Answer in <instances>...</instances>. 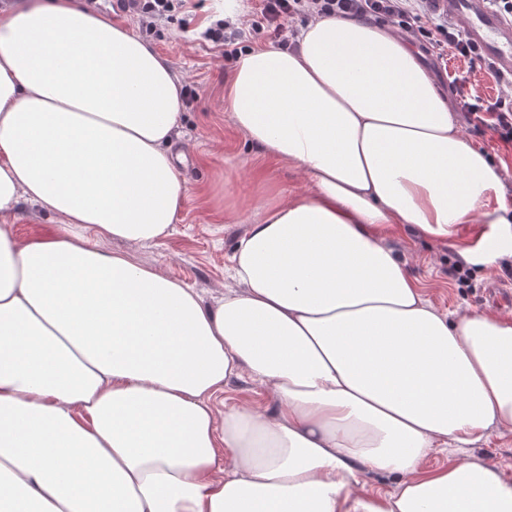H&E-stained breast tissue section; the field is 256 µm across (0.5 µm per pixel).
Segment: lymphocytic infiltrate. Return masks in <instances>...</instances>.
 <instances>
[{"label":"lymphocytic infiltrate","mask_w":512,"mask_h":512,"mask_svg":"<svg viewBox=\"0 0 512 512\" xmlns=\"http://www.w3.org/2000/svg\"><path fill=\"white\" fill-rule=\"evenodd\" d=\"M316 16L390 21L431 50L449 51L473 62L479 58L473 45L436 12L433 0H259L256 11L240 26L219 20L205 31L204 37L222 46L226 59L234 60L247 51L246 38L250 35L263 34L283 49L292 48V23H304ZM499 83L505 91L492 102L477 93L468 73L454 74L450 85L474 130L511 147L512 79L503 77Z\"/></svg>","instance_id":"obj_1"}]
</instances>
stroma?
Here are the masks:
<instances>
[{"mask_svg":"<svg viewBox=\"0 0 512 512\" xmlns=\"http://www.w3.org/2000/svg\"><path fill=\"white\" fill-rule=\"evenodd\" d=\"M256 6V0H207L203 9L176 12L171 23L146 37L183 84L196 86L199 99L183 109L178 127L180 141L194 147L188 162L178 168L184 187L181 211L168 236L129 247L128 252L135 263L185 281L207 302L223 291L234 248L253 221L259 200L281 193L292 195L303 187L293 163L261 156L233 125L224 110V83L233 65L225 61L223 48L201 37L217 12L238 18ZM419 55L442 93L450 91V74L466 70L472 71L483 98H496L502 91L483 68L469 60L448 55L440 61L425 49ZM491 230L488 224H455L447 239L439 240L399 225L387 243L407 260L410 274L426 286L428 298L438 310L493 308L505 312L512 310V300H502L491 290L501 284L512 285V258L465 265L458 255L461 248L477 247ZM457 264L465 272L460 280L448 273ZM471 457L512 474V433L492 434L478 448L433 453L425 466L433 469L453 458Z\"/></svg>","mask_w":512,"mask_h":512,"instance_id":"1","label":"stroma"}]
</instances>
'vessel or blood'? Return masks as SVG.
<instances>
[{
  "instance_id": "1",
  "label": "vessel or blood",
  "mask_w": 512,
  "mask_h": 512,
  "mask_svg": "<svg viewBox=\"0 0 512 512\" xmlns=\"http://www.w3.org/2000/svg\"><path fill=\"white\" fill-rule=\"evenodd\" d=\"M439 13L460 23L462 35L501 75L512 78V19L486 0H434Z\"/></svg>"
}]
</instances>
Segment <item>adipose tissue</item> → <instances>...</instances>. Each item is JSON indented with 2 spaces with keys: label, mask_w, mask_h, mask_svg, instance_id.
I'll return each instance as SVG.
<instances>
[{
  "label": "adipose tissue",
  "mask_w": 512,
  "mask_h": 512,
  "mask_svg": "<svg viewBox=\"0 0 512 512\" xmlns=\"http://www.w3.org/2000/svg\"><path fill=\"white\" fill-rule=\"evenodd\" d=\"M182 83L83 0L0 9V512H512V477L441 448L512 431V314L436 309L384 232L497 225L505 174L389 26L316 18L241 54L224 108L304 187L262 205L204 302L110 241L184 200ZM57 232L19 241L20 204ZM265 400L227 403L233 380ZM394 491L368 493L372 476ZM504 203L507 211L500 210L499 215H504L511 222L512 215V180L505 181V187L502 191H490L484 200L482 210L485 212L498 210ZM512 223V222H511Z\"/></svg>",
  "instance_id": "obj_1"
}]
</instances>
